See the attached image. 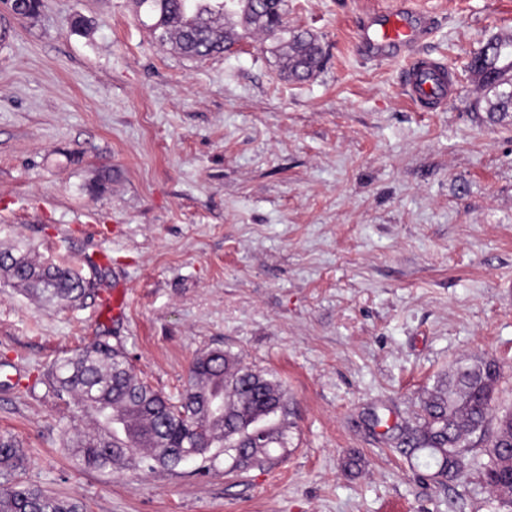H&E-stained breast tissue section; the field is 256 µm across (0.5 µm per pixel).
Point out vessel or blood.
Here are the masks:
<instances>
[{"label": "vessel or blood", "instance_id": "1", "mask_svg": "<svg viewBox=\"0 0 512 512\" xmlns=\"http://www.w3.org/2000/svg\"><path fill=\"white\" fill-rule=\"evenodd\" d=\"M432 22L427 12L398 0L395 8L369 16L357 33L358 48L380 59L411 60L405 75V91L426 112L445 108L452 82L443 65L418 57L417 50L430 37ZM498 70L512 68V29L500 31L493 45Z\"/></svg>", "mask_w": 512, "mask_h": 512}]
</instances>
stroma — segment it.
Segmentation results:
<instances>
[{"label":"stroma","mask_w":512,"mask_h":512,"mask_svg":"<svg viewBox=\"0 0 512 512\" xmlns=\"http://www.w3.org/2000/svg\"><path fill=\"white\" fill-rule=\"evenodd\" d=\"M418 2L435 21L420 53L455 84L443 112L408 98L405 61L356 50L362 13L392 0H288L324 52L301 82L260 33L192 61L153 43L132 0L28 18L0 0V251L34 244L95 283L57 305L0 275V432L25 455L0 483L87 512H495L484 446L439 483L386 434L460 360L502 364L495 409H512V112H486L468 70L512 0ZM98 340L168 396L208 349L281 380L287 455L80 467L62 446L76 408L44 376Z\"/></svg>","instance_id":"stroma-1"}]
</instances>
